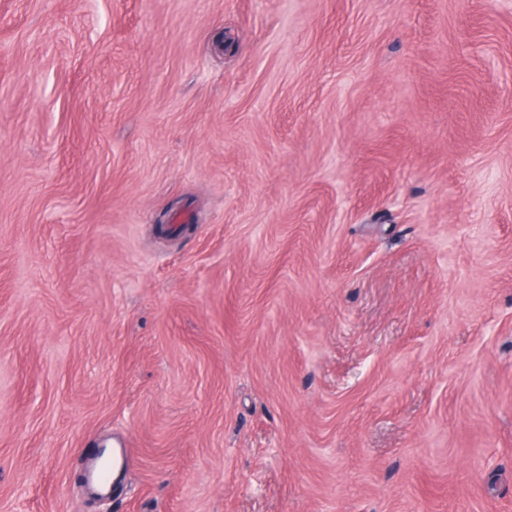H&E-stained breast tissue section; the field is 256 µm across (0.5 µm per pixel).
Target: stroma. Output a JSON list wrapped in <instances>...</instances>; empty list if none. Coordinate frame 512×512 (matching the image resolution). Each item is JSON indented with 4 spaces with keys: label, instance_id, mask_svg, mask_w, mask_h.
Segmentation results:
<instances>
[{
    "label": "stroma",
    "instance_id": "35a3bbf8",
    "mask_svg": "<svg viewBox=\"0 0 512 512\" xmlns=\"http://www.w3.org/2000/svg\"><path fill=\"white\" fill-rule=\"evenodd\" d=\"M0 512H512V0H0Z\"/></svg>",
    "mask_w": 512,
    "mask_h": 512
}]
</instances>
